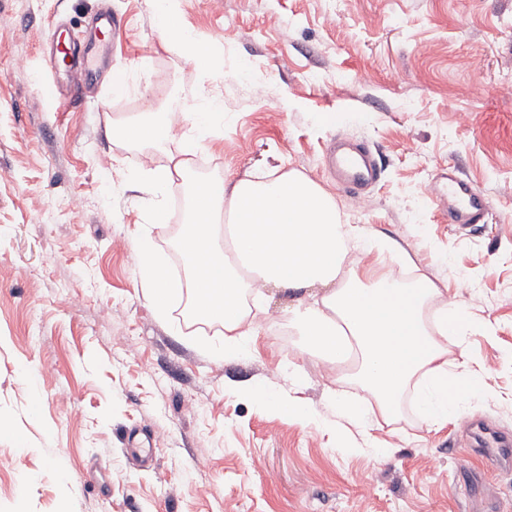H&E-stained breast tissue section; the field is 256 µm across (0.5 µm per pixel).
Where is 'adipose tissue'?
Wrapping results in <instances>:
<instances>
[{
  "label": "adipose tissue",
  "mask_w": 512,
  "mask_h": 512,
  "mask_svg": "<svg viewBox=\"0 0 512 512\" xmlns=\"http://www.w3.org/2000/svg\"><path fill=\"white\" fill-rule=\"evenodd\" d=\"M159 34L180 47L200 69L219 64L214 45L188 32L173 0H146ZM186 151L214 138L224 122L217 99H202L187 113ZM176 121L170 112H144L111 129L126 142L164 146ZM186 160L143 165L139 178L156 191L184 179L185 214L177 248L187 276L173 274L150 236L134 239L140 261L137 279L156 313L191 299L195 318L224 327L218 360L247 354L258 328L254 311L264 310L268 288L300 292L289 319L311 350L336 364H350L351 378L371 402L332 398L337 425H365L374 416L388 419L410 385H418L416 406L424 424L447 421L460 402L480 393L482 378L448 368L449 347L460 346L471 327L457 303L440 301L429 278L402 288L387 272L347 266L349 250L368 254L372 238L341 221L333 196L305 174L248 175L233 187L223 181L190 178Z\"/></svg>",
  "instance_id": "adipose-tissue-1"
}]
</instances>
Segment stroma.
<instances>
[{
  "label": "stroma",
  "instance_id": "1",
  "mask_svg": "<svg viewBox=\"0 0 512 512\" xmlns=\"http://www.w3.org/2000/svg\"><path fill=\"white\" fill-rule=\"evenodd\" d=\"M222 2L178 0L184 26L219 49L216 74L158 34L144 0H0L13 19L0 28V169L11 174L0 180V512H512V468L461 432L474 419L512 435V0ZM103 11L122 26L107 66L61 105L42 90L58 77L45 37L64 21L87 40ZM19 55L26 70L11 68ZM116 71L129 83L120 94ZM204 97L222 101L224 127L186 157L193 175L315 179L342 223L396 243L376 266L401 267L405 287L429 278L470 313L477 328L448 366L483 368V393L430 427L405 393L397 418L354 430L356 452L332 427L327 394L366 392L292 326L217 362L208 350L222 325L180 303L155 314L132 240L150 233L170 260L180 226L148 222L155 196L132 175L149 146L106 129ZM339 136L379 164L361 210L322 167ZM448 164L493 199L484 223L461 229L421 202V184ZM31 365L34 397L21 379ZM258 381L299 399L314 423L247 396ZM147 439L145 463L129 449ZM386 446L389 457L373 455Z\"/></svg>",
  "mask_w": 512,
  "mask_h": 512
}]
</instances>
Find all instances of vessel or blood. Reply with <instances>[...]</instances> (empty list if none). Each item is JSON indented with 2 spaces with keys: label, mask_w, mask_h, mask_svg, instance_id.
Returning <instances> with one entry per match:
<instances>
[{
  "label": "vessel or blood",
  "mask_w": 512,
  "mask_h": 512,
  "mask_svg": "<svg viewBox=\"0 0 512 512\" xmlns=\"http://www.w3.org/2000/svg\"><path fill=\"white\" fill-rule=\"evenodd\" d=\"M47 43L51 49L52 64L63 72L73 88H81L90 81L94 63L80 54L69 29L54 26ZM325 164L335 171L344 194L351 199L363 197L365 187L375 183L378 177L370 149L360 145L337 143ZM420 197L424 202L438 205L442 220L460 227L483 223L493 207L491 198L482 189L458 176L450 166L436 169ZM467 432L476 440L478 447L491 449L505 460L512 458V438L479 423L469 425Z\"/></svg>",
  "instance_id": "obj_1"
}]
</instances>
